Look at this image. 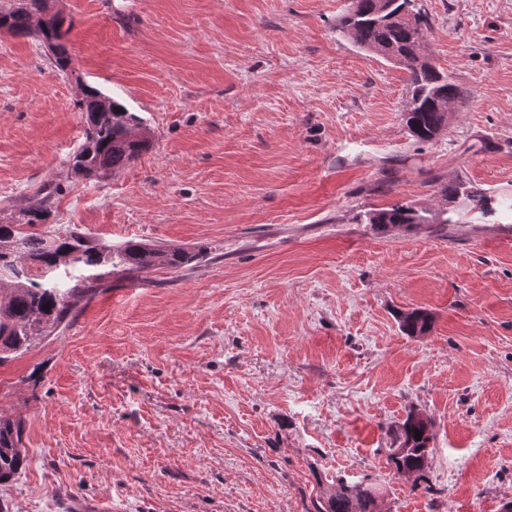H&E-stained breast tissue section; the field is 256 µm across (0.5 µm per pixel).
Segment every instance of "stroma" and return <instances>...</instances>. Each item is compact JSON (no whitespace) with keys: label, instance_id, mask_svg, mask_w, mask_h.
Returning a JSON list of instances; mask_svg holds the SVG:
<instances>
[{"label":"stroma","instance_id":"stroma-1","mask_svg":"<svg viewBox=\"0 0 512 512\" xmlns=\"http://www.w3.org/2000/svg\"><path fill=\"white\" fill-rule=\"evenodd\" d=\"M426 51L463 90L417 142L410 75L336 33L348 0H58L70 73L0 36V223L57 186L43 230L206 251L78 302L0 365L26 464L0 512H310L366 481L383 512L512 503V0H418ZM144 118L152 146L75 178L84 86ZM412 205L426 224L366 212ZM433 316L404 335L401 311ZM416 411L431 491L386 461Z\"/></svg>","mask_w":512,"mask_h":512}]
</instances>
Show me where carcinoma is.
I'll list each match as a JSON object with an SVG mask.
<instances>
[{"instance_id": "1", "label": "carcinoma", "mask_w": 512, "mask_h": 512, "mask_svg": "<svg viewBox=\"0 0 512 512\" xmlns=\"http://www.w3.org/2000/svg\"><path fill=\"white\" fill-rule=\"evenodd\" d=\"M66 17L50 0H0V33L28 36L54 46V63L65 71L70 52L63 29ZM429 19L417 0H349L336 23V32L358 49L403 66L410 74L411 98L405 113L412 136L429 141L447 123L448 104L463 91L432 61L421 62L418 53L426 40ZM109 100V111L102 102ZM78 109L85 113L83 141L72 157L77 178L94 183L112 179L152 145L144 119L119 100L87 85ZM53 190L36 191L23 210L22 224H0V261L9 259L8 277L0 273V364L24 354L35 341L47 336L70 315L75 297L104 287L109 277H130L149 269L178 271L196 261L201 252L129 239L119 244L65 229L46 234L36 229L50 213ZM429 217L408 205L375 210L368 223L424 224ZM50 309H44L45 305ZM408 336L426 333L432 319L423 310L398 317ZM422 432L416 439L415 431ZM434 440L432 422L418 413L406 417L395 429L388 463L396 473L412 480L411 490H431L429 460ZM22 427L0 419V484L23 468ZM378 489L370 483L349 484L338 479L323 488L313 502L314 512H377Z\"/></svg>"}]
</instances>
